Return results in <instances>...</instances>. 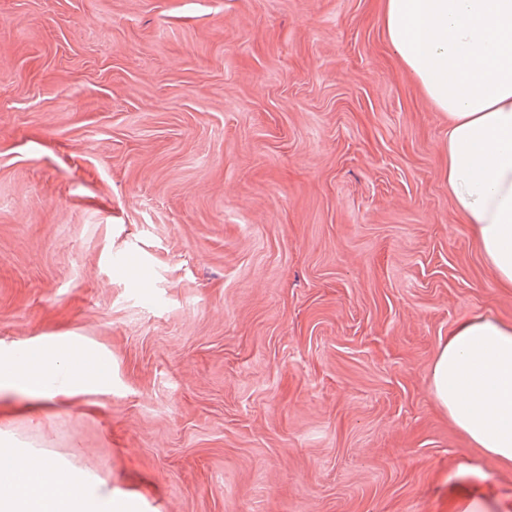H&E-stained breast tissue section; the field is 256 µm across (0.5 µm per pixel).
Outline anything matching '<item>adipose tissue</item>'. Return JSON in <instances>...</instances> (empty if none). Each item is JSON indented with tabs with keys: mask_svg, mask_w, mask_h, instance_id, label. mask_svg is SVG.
<instances>
[{
	"mask_svg": "<svg viewBox=\"0 0 512 512\" xmlns=\"http://www.w3.org/2000/svg\"><path fill=\"white\" fill-rule=\"evenodd\" d=\"M394 55L448 117L453 206L498 287L512 289V0H382ZM108 356L71 340L0 349V387L55 401L108 388ZM436 401L477 448L512 467V322L475 314L432 366ZM112 496L50 456L0 438V512H112Z\"/></svg>",
	"mask_w": 512,
	"mask_h": 512,
	"instance_id": "adipose-tissue-1",
	"label": "adipose tissue"
}]
</instances>
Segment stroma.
Here are the masks:
<instances>
[{"mask_svg": "<svg viewBox=\"0 0 512 512\" xmlns=\"http://www.w3.org/2000/svg\"><path fill=\"white\" fill-rule=\"evenodd\" d=\"M447 129L380 0H0V346L112 369L0 436L136 512H512L433 393L512 320Z\"/></svg>", "mask_w": 512, "mask_h": 512, "instance_id": "1", "label": "stroma"}]
</instances>
